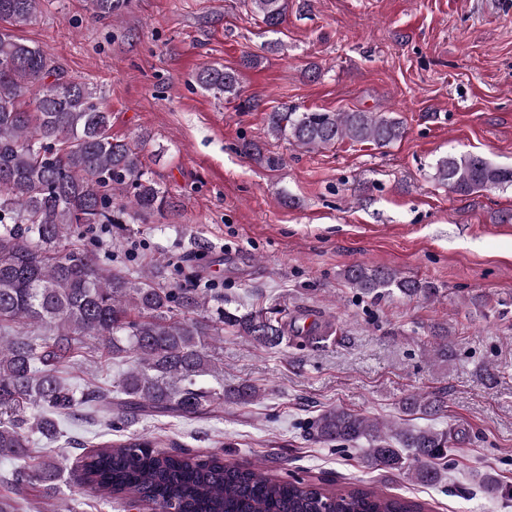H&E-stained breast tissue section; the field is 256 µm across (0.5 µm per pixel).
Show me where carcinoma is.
Instances as JSON below:
<instances>
[{
	"label": "carcinoma",
	"instance_id": "cac0c4a2",
	"mask_svg": "<svg viewBox=\"0 0 512 512\" xmlns=\"http://www.w3.org/2000/svg\"><path fill=\"white\" fill-rule=\"evenodd\" d=\"M44 0H0V458L17 462L10 483L17 494L59 491L62 469L53 460L31 467L34 436L61 435L60 421L104 405L120 423L139 416L185 419L218 413L224 405L248 406L260 390L224 385L216 343L229 333L267 348L288 345L304 331L280 310L220 308L209 288H169L162 262L135 275L100 265L87 244L61 248L77 229L109 231L126 218L141 222L170 206L149 175L142 148L112 137L109 112L87 82L66 77L48 54L18 39L11 27L27 24ZM265 30L276 33L287 0H248ZM98 19H118L130 0H91ZM198 86L249 112L237 71L206 66ZM266 134L306 150L338 142L385 146L403 137L402 121L379 112L266 114ZM434 180L455 193L473 194L512 185V167L478 154L448 155ZM360 293L399 294L430 300V281L363 264L343 270ZM88 353L128 358L133 367L110 388L89 381L76 388L61 367ZM212 375L215 384L200 379ZM442 398L415 393L405 410L438 414ZM316 440L348 446L365 439L366 462L386 471H410L427 484L441 480L451 437L434 429H404L361 413L331 407L308 426ZM81 484L110 502L145 503L154 512H424L421 503L365 487L326 488L312 481L270 476L224 462L216 455L161 449L131 434L103 442L79 461Z\"/></svg>",
	"mask_w": 512,
	"mask_h": 512
}]
</instances>
